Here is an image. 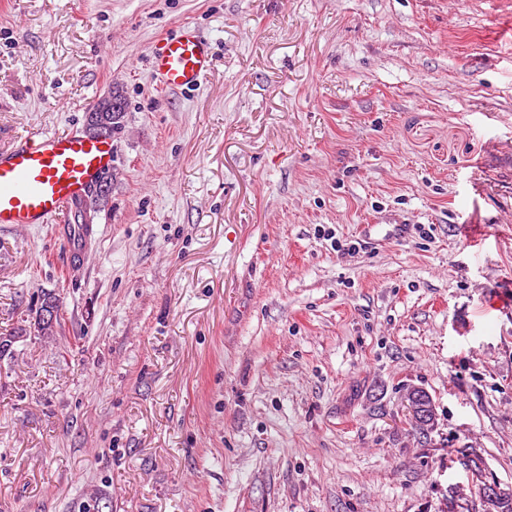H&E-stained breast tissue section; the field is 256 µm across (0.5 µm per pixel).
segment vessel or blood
<instances>
[{"mask_svg":"<svg viewBox=\"0 0 512 512\" xmlns=\"http://www.w3.org/2000/svg\"><path fill=\"white\" fill-rule=\"evenodd\" d=\"M152 72L165 89H193L211 70L209 42L186 26L156 40L151 48ZM115 148L108 138L77 132L33 133L0 146V227L46 224L59 220L74 261L92 243L90 224H65L61 218L83 199L112 167Z\"/></svg>","mask_w":512,"mask_h":512,"instance_id":"vessel-or-blood-1","label":"vessel or blood"}]
</instances>
